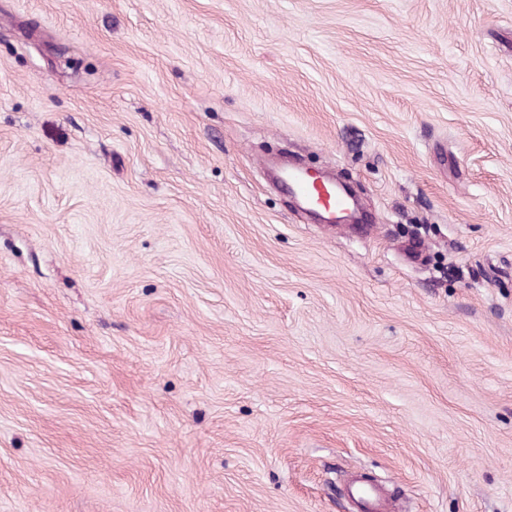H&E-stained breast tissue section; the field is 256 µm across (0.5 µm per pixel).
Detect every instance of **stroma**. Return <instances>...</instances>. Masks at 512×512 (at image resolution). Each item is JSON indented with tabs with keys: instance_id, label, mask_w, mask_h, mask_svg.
<instances>
[{
	"instance_id": "stroma-1",
	"label": "stroma",
	"mask_w": 512,
	"mask_h": 512,
	"mask_svg": "<svg viewBox=\"0 0 512 512\" xmlns=\"http://www.w3.org/2000/svg\"><path fill=\"white\" fill-rule=\"evenodd\" d=\"M351 472L512 512V0H0V512H352ZM281 190L296 202L322 211L316 212L322 224H335L336 213L348 210V201L342 194L324 184L321 187L317 186L315 181L301 170H288L281 179Z\"/></svg>"
}]
</instances>
